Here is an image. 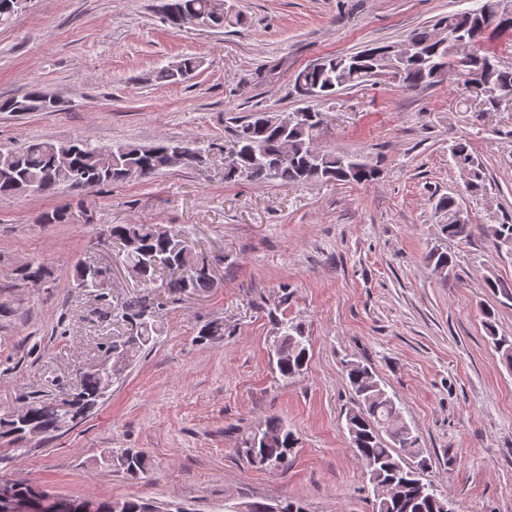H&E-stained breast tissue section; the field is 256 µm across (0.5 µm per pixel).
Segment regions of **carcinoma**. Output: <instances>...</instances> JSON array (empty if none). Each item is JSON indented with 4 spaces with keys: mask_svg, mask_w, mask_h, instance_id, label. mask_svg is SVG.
<instances>
[{
    "mask_svg": "<svg viewBox=\"0 0 512 512\" xmlns=\"http://www.w3.org/2000/svg\"><path fill=\"white\" fill-rule=\"evenodd\" d=\"M212 0H163V20L175 33L190 29V20L207 17V28L222 30L242 24L239 13H210ZM512 0H477V6L439 17L430 25L414 30L410 41L415 49L406 58L398 57L391 45H371L336 56H325L294 74L293 88L303 102L298 115L286 119L284 113L262 112L240 122L235 129L231 149L236 152V166L224 170V180H278L288 186L319 182L366 184L377 170L348 153L319 151L315 143L325 119L311 103L369 82H390L414 91L453 78L462 86L479 82L485 86V103L497 106V97L512 92V64L501 61L488 47L495 35L512 31V16L506 11ZM472 34L478 43L469 50L460 49L459 40ZM198 67L193 57L181 58L162 67L157 79L169 84L181 82ZM58 105L47 94L33 89L22 97L0 99V112H53ZM68 147L70 158L61 163L58 150ZM177 142L162 141L150 146L126 143L116 147L93 146L81 139L54 142L34 139L18 150L0 151V196L43 194L65 186L86 192L124 181L147 179L165 170L194 168L206 161L207 149L195 144L189 153L175 152ZM454 166L465 177V191L471 197L486 194L483 163L461 138L450 146ZM441 232L453 238L470 236L468 213L455 195L441 196L435 205ZM105 239L118 245L124 263L145 288L159 278L158 268L181 271L178 288L198 295L213 287L209 263L195 251L180 231L163 224H111ZM491 236L498 244L512 245V222L495 224ZM117 315L130 325L128 336L113 345L125 352L127 363L152 348L160 335L161 323L155 304L147 296L128 299L117 308ZM484 326L502 360L512 369V343L496 336L495 311L484 310ZM279 342L275 348V371L283 380L296 377L307 363L310 339L302 326L285 319L276 321ZM347 378L355 394L356 407L346 413V428L354 453L364 464L372 485V512H454L443 510L446 504L440 493L420 491L421 474L404 465V460L422 453L419 437L404 421L394 397L390 396L372 370L359 362L345 365ZM112 383L100 374L85 376L70 399L32 401L17 415L0 417V438L9 439L13 452L25 453L20 447L29 429L41 434L62 429V422H80L109 395ZM298 447V437L281 419L273 417L257 431L241 437L238 450L248 464L269 468L272 464L286 469ZM113 469L137 479L147 469V457L140 450L118 448L104 458ZM13 496L35 502V487L24 482L5 484ZM73 512H113L110 499H71Z\"/></svg>",
    "mask_w": 512,
    "mask_h": 512,
    "instance_id": "1",
    "label": "carcinoma"
}]
</instances>
